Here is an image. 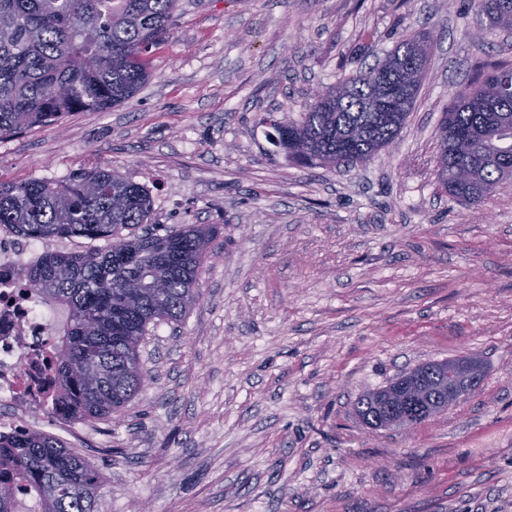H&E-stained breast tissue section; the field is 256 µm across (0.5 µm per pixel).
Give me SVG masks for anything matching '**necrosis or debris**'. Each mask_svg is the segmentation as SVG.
<instances>
[{
	"label": "necrosis or debris",
	"instance_id": "obj_1",
	"mask_svg": "<svg viewBox=\"0 0 512 512\" xmlns=\"http://www.w3.org/2000/svg\"><path fill=\"white\" fill-rule=\"evenodd\" d=\"M43 255L36 242L0 233V407L9 418L0 430L24 432L22 415L35 414L52 400L42 381L47 356L42 346L56 325V312L22 282L23 268Z\"/></svg>",
	"mask_w": 512,
	"mask_h": 512
}]
</instances>
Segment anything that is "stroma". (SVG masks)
<instances>
[{"label":"stroma","instance_id":"obj_1","mask_svg":"<svg viewBox=\"0 0 512 512\" xmlns=\"http://www.w3.org/2000/svg\"><path fill=\"white\" fill-rule=\"evenodd\" d=\"M418 30L432 57L392 145L348 172L272 153L266 114L299 117ZM488 61L512 32L469 0H178L134 98L0 139L2 179L116 170L152 223L220 227L120 419L28 418L99 473L94 512H512V180L467 205L435 176L450 94ZM471 352L485 383L440 417L355 416L360 392Z\"/></svg>","mask_w":512,"mask_h":512}]
</instances>
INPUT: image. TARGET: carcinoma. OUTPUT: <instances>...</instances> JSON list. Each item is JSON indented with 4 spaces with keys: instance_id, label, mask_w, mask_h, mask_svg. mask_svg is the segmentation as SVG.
Instances as JSON below:
<instances>
[{
    "instance_id": "1",
    "label": "carcinoma",
    "mask_w": 512,
    "mask_h": 512,
    "mask_svg": "<svg viewBox=\"0 0 512 512\" xmlns=\"http://www.w3.org/2000/svg\"><path fill=\"white\" fill-rule=\"evenodd\" d=\"M485 28L512 31V0H471ZM176 0H0V138L50 126L71 112H104L152 76V50L168 40ZM430 58L429 36L403 34L385 58L319 92L298 119L268 117L273 144L306 167L355 166L395 141L415 108ZM512 64L486 63L455 87L436 130L438 181L476 204L512 179ZM148 190L115 171L0 179V227L31 240L104 239L103 250L53 252L23 271L30 288L66 308L52 337L57 406L75 421L122 414L145 387L139 346L150 328L179 322L200 296L213 224L136 232L148 223ZM448 361L428 362L388 417L384 389L364 392L355 411L374 430L418 424L447 410L440 387ZM32 488L42 512H93L97 471L56 437L0 434V512H16Z\"/></svg>"
}]
</instances>
